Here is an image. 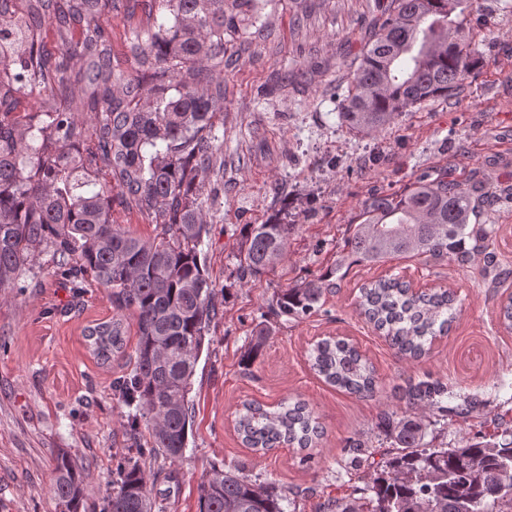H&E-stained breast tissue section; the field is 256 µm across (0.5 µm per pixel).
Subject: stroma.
Returning <instances> with one entry per match:
<instances>
[{
    "label": "stroma",
    "instance_id": "35a3bbf8",
    "mask_svg": "<svg viewBox=\"0 0 512 512\" xmlns=\"http://www.w3.org/2000/svg\"><path fill=\"white\" fill-rule=\"evenodd\" d=\"M389 2L313 0L299 27L292 0H268L262 16L271 36L255 40L224 73V122L215 128L224 140V189L208 203L210 234L202 245L224 314L211 326L193 376V431L183 459L171 466L177 482L154 484L166 512H198L199 485L214 466L296 491V512H318L324 500L352 495L367 482L365 468L351 464L354 442L376 453L391 447L380 421L404 410L402 389L411 383H442L452 406L468 395L479 402L469 417H449L447 428L435 431L436 443L487 439L512 422V333L500 324L512 279L498 283L476 266L402 255L353 266L306 318L280 319L270 309L280 289L335 265L369 197L403 194L417 176L445 169L465 183L493 181L481 221L494 225L493 248L512 266V207L500 201L512 188V0H475L494 25L473 30L481 67L456 97L409 108L386 131L359 134L342 124L340 105L356 57ZM275 214L291 226L286 257L260 280L239 282L242 226ZM40 264L29 288L0 297V512H57L52 469L62 452L87 467V505L101 507L131 445L136 409L112 394L127 364L99 365L83 338L87 325L114 314L106 291L76 293L50 255ZM394 275L415 289L457 294L451 330L417 361L397 356L356 310L362 284ZM263 327L271 333L251 368H243L240 360ZM328 337L352 342L372 362L373 397L340 390L311 370L309 347ZM298 398L324 428L318 447L263 454L243 445L234 429L243 402Z\"/></svg>",
    "mask_w": 512,
    "mask_h": 512
}]
</instances>
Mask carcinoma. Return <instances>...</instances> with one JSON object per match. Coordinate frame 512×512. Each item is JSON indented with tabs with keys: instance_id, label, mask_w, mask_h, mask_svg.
<instances>
[{
	"instance_id": "1",
	"label": "carcinoma",
	"mask_w": 512,
	"mask_h": 512,
	"mask_svg": "<svg viewBox=\"0 0 512 512\" xmlns=\"http://www.w3.org/2000/svg\"><path fill=\"white\" fill-rule=\"evenodd\" d=\"M0 0V291L20 287L36 260L51 255L75 287L107 291L119 314L84 329L101 363L125 353L132 313L137 342L131 370L112 381L115 396L136 407L135 455L118 464L101 512H165L152 496L145 457L182 459L192 422V378L211 324L222 316L217 289L198 246L208 233L205 185L199 176L224 173V142L214 133L224 112V36L256 28L257 0ZM123 15L134 39L136 75L114 62L105 11ZM489 26L472 0H390L348 77L339 116L355 132H379L407 109L459 93L477 72L469 24ZM50 27L54 49L40 32ZM77 60L71 66L65 58ZM32 83L55 90L31 106L25 121L10 118ZM88 115L80 123L75 114ZM486 194L444 170L420 175L400 196L373 195L363 204L348 248L318 281L274 296L278 318L300 319L317 309L322 282L343 267L415 253L448 258L512 278L490 250L495 229L475 223ZM137 210L162 226L158 240L142 239L118 224L115 207ZM290 225L246 224L237 278L257 280L286 255ZM474 240L464 248L465 238ZM456 295L447 288L416 293L399 277L359 289V314L382 333L396 354L419 360L455 319ZM310 368L324 381L358 395L376 390L375 369L344 339H322L309 351ZM448 388L435 381L409 385V408L385 416L394 448L378 461L358 441L354 466L366 464L371 512H512V429L496 442L443 448L425 441L448 415L465 418L478 401L442 405ZM145 424L150 446L141 445ZM243 444L257 452L317 447L324 429L308 404L270 409L249 401L236 413ZM88 472L67 454L56 457L53 493L60 512H85ZM198 512H286L288 490L253 482L239 469L212 468L199 488ZM327 512H360L353 501L321 505Z\"/></svg>"
}]
</instances>
